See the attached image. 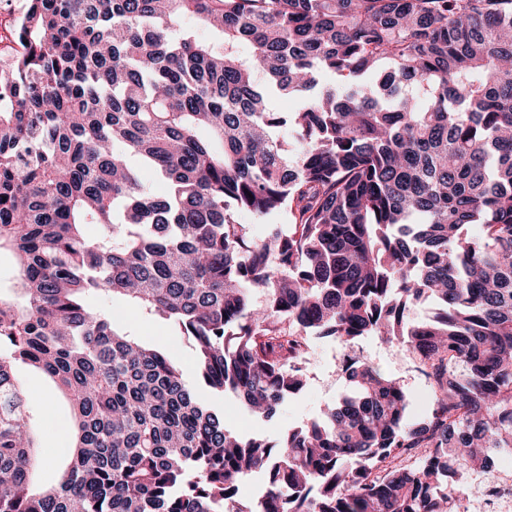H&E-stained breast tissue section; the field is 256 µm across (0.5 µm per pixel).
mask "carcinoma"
I'll use <instances>...</instances> for the list:
<instances>
[{
	"instance_id": "1",
	"label": "carcinoma",
	"mask_w": 512,
	"mask_h": 512,
	"mask_svg": "<svg viewBox=\"0 0 512 512\" xmlns=\"http://www.w3.org/2000/svg\"><path fill=\"white\" fill-rule=\"evenodd\" d=\"M16 39L0 71V512H255L258 473L264 512H460L472 475L512 453V0H27ZM323 73L337 83L318 88ZM283 211L263 241L237 220ZM103 295L174 323L195 384ZM313 335L401 346L427 412L366 360L276 443L198 395L273 417ZM20 363L68 403L51 487Z\"/></svg>"
}]
</instances>
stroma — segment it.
Segmentation results:
<instances>
[{"label": "stroma", "instance_id": "obj_1", "mask_svg": "<svg viewBox=\"0 0 512 512\" xmlns=\"http://www.w3.org/2000/svg\"><path fill=\"white\" fill-rule=\"evenodd\" d=\"M119 325L122 330L173 358L186 372H193L194 361L189 345L166 323L128 305L121 309ZM310 350L311 363L307 368L304 388L282 405L273 419H259L227 396L210 397V404L223 411L226 424L235 432L276 439L284 430L317 417L326 406L334 404L344 394L346 378L338 367V361L347 353L379 365L390 377L398 380L411 394L414 412H421L427 400L423 375L408 353L398 345L365 338L345 348L315 339ZM15 376L23 384L31 407L45 424L39 436L44 464L37 477L41 483H55L59 478L57 464L68 446L67 438L57 431L58 423L66 419V401L41 373L28 366H17Z\"/></svg>", "mask_w": 512, "mask_h": 512}]
</instances>
